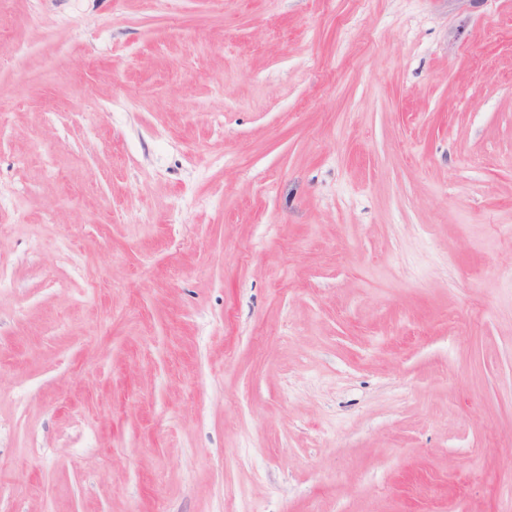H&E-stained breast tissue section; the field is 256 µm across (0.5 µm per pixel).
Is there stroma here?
<instances>
[{
    "label": "stroma",
    "instance_id": "stroma-1",
    "mask_svg": "<svg viewBox=\"0 0 512 512\" xmlns=\"http://www.w3.org/2000/svg\"><path fill=\"white\" fill-rule=\"evenodd\" d=\"M0 512H512V0H0Z\"/></svg>",
    "mask_w": 512,
    "mask_h": 512
}]
</instances>
